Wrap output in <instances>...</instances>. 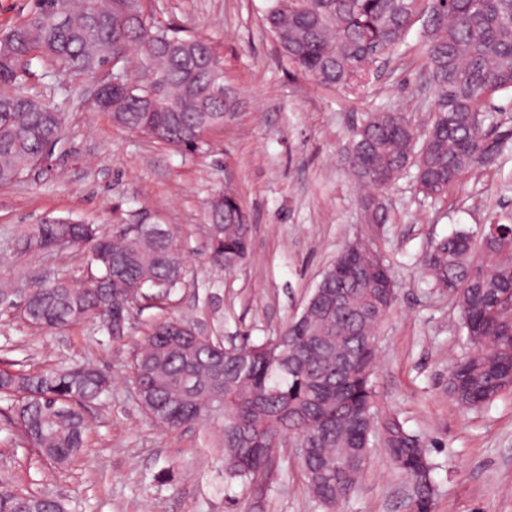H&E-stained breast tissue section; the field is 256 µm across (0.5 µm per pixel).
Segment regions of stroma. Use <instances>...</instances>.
I'll list each match as a JSON object with an SVG mask.
<instances>
[{
	"label": "stroma",
	"instance_id": "obj_1",
	"mask_svg": "<svg viewBox=\"0 0 512 512\" xmlns=\"http://www.w3.org/2000/svg\"><path fill=\"white\" fill-rule=\"evenodd\" d=\"M268 5L147 2L153 23L183 25L213 43L224 59V83L239 98L196 154L95 111L97 80L50 76L34 64L24 90L61 112L66 144L50 169L0 186V283L51 276L86 284L96 271L88 253L20 245L26 225L68 215L119 234L138 213H155L176 234L186 273L168 298L134 309L117 341L88 324L35 328L21 308L0 309V361L22 370L89 362L112 378L108 396L86 411L88 456L65 468L15 444L8 403L0 399V487L62 500L69 512H322L295 449H278L257 482L226 483L204 431L175 433L143 413L128 371L138 340L167 317L224 339L246 335L259 343L277 335L301 313L325 267L360 237L379 251L397 285L378 333L379 415L398 416L431 445L436 512H512V395L477 410L449 396L448 372L467 351V338L454 299L433 287L421 262L435 241L456 231L512 224V145L439 202L424 199L413 172L404 173L385 193L386 222L362 223L348 163L351 135L378 108L427 122L433 93L413 64L421 28L410 30L400 59L340 90L317 84L282 56L263 26ZM227 188L238 192L251 236L249 257L230 273L208 262L205 218L208 201ZM402 490L384 452L375 451L342 512H401Z\"/></svg>",
	"mask_w": 512,
	"mask_h": 512
}]
</instances>
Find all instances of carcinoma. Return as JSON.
Returning a JSON list of instances; mask_svg holds the SVG:
<instances>
[{"label":"carcinoma","mask_w":512,"mask_h":512,"mask_svg":"<svg viewBox=\"0 0 512 512\" xmlns=\"http://www.w3.org/2000/svg\"><path fill=\"white\" fill-rule=\"evenodd\" d=\"M145 0H33L26 17L0 32V185L47 163L64 140L60 112L20 91L41 62L96 76L120 47H136L144 84L133 93L112 83L94 107L115 124L182 152L203 150L201 132L224 127L236 102L212 94L210 71L198 63L212 43L175 25L130 26ZM421 22L417 65L434 100L417 129L402 112L377 110L356 129L349 167L366 189L361 206L382 196L408 168L419 191L443 200L471 171L492 165L512 143L489 103L512 89V0H270L263 24L289 62L316 83L351 89L399 55ZM209 262L232 270L249 253L248 217L233 190L206 209ZM27 247L76 248L98 275L83 287L60 278L32 281L23 305L38 327L91 323L119 340L132 310L169 296L185 276L171 230L162 236L112 235L70 216L32 224ZM343 276L321 278L312 305L261 343L245 336L224 344L193 335V323L153 325L131 366L142 410L176 432L194 424L213 440L227 482L264 476L275 441L291 438L309 452L307 490L323 512H341L366 474L376 445L393 471L411 481L408 512H435L432 451L395 416L375 411L378 330L396 301V285L380 253L362 239L336 257ZM433 285L448 289L461 315L469 351L449 371L448 392L464 409L512 394V224H487L479 240L461 231L423 256ZM111 379L91 363L36 372L0 366V398L10 402L17 445L58 467L89 448L85 407ZM0 512H67L55 499L0 489Z\"/></svg>","instance_id":"1"}]
</instances>
